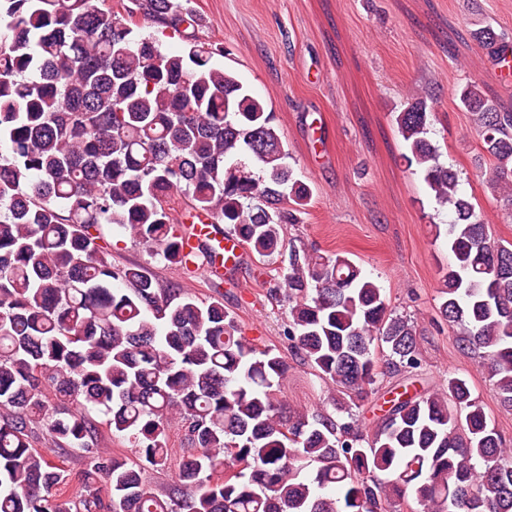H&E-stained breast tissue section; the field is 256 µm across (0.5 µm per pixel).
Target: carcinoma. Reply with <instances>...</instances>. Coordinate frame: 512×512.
<instances>
[{
	"label": "carcinoma",
	"instance_id": "carcinoma-1",
	"mask_svg": "<svg viewBox=\"0 0 512 512\" xmlns=\"http://www.w3.org/2000/svg\"><path fill=\"white\" fill-rule=\"evenodd\" d=\"M139 12L182 47L165 52L135 30ZM126 13L0 0V512H512V459L467 380L449 379L447 397L395 393L369 436L341 418L345 398L367 399L379 375L419 366L413 322L348 258L293 248L285 288L269 290L288 300L291 350L336 385V417L283 412L286 357L238 335L224 305L105 258L98 240L115 224L168 262L213 260L212 245L188 250L175 233L176 194L260 260L281 257L282 225L311 198L274 114L212 66L222 49L198 40L182 0H132ZM472 38L512 67V42L492 26ZM456 97L512 219V109L475 82ZM430 116L416 98L395 124L407 166L455 214L439 314L512 409V247L439 161ZM92 409L138 461L95 448ZM173 409L190 444L175 474L184 500L143 482L142 463L168 464ZM37 430L84 456L76 484L35 448Z\"/></svg>",
	"mask_w": 512,
	"mask_h": 512
}]
</instances>
